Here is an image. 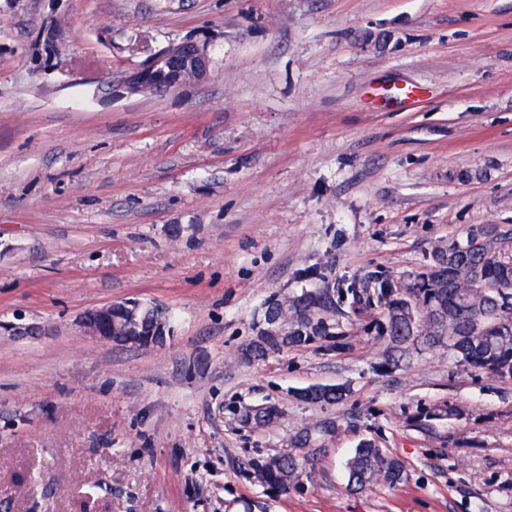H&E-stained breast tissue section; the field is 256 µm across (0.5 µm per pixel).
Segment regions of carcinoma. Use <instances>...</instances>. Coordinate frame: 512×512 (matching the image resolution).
Returning a JSON list of instances; mask_svg holds the SVG:
<instances>
[{
	"mask_svg": "<svg viewBox=\"0 0 512 512\" xmlns=\"http://www.w3.org/2000/svg\"><path fill=\"white\" fill-rule=\"evenodd\" d=\"M356 311L377 303L383 316L381 335L388 337L380 367L387 372L399 367L408 346L421 341L429 346L448 342L457 362L479 375L512 381V228L496 224L469 230L466 241L433 251L424 269L403 279L375 278L356 281L346 290ZM336 308L335 294L324 288L302 293L288 307V333L258 336L243 351L242 358L259 360L284 349L327 342L341 351L348 346L324 318ZM171 316L165 308L144 305L139 346L146 348L171 331ZM345 390L335 385L309 387L301 398L315 404H335ZM278 418L273 406L241 413L247 425L264 427ZM338 425L325 421L305 427L290 437L295 448H312L315 434L330 435ZM248 466L262 487L280 495L289 493L304 474L302 464L288 454ZM347 490L359 492L385 483L397 486L405 477L404 462L389 454L374 440H364L346 463Z\"/></svg>",
	"mask_w": 512,
	"mask_h": 512,
	"instance_id": "carcinoma-1",
	"label": "carcinoma"
}]
</instances>
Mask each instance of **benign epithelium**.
<instances>
[{"label": "benign epithelium", "instance_id": "1", "mask_svg": "<svg viewBox=\"0 0 512 512\" xmlns=\"http://www.w3.org/2000/svg\"><path fill=\"white\" fill-rule=\"evenodd\" d=\"M211 69L212 57L208 46L186 40L167 46L162 55L124 74L118 86L135 94L149 92L156 83H162L171 90L208 79ZM82 324L89 335L100 340H113L112 305L87 311L82 317Z\"/></svg>", "mask_w": 512, "mask_h": 512}]
</instances>
